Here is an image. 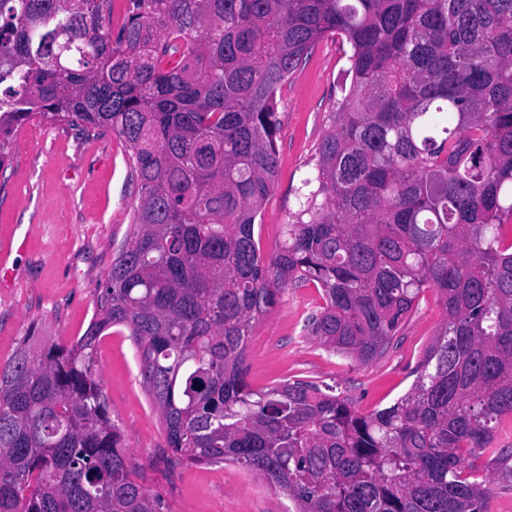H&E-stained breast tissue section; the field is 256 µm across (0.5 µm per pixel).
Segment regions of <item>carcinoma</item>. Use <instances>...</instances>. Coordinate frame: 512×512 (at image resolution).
<instances>
[{"instance_id":"cac0c4a2","label":"carcinoma","mask_w":512,"mask_h":512,"mask_svg":"<svg viewBox=\"0 0 512 512\" xmlns=\"http://www.w3.org/2000/svg\"><path fill=\"white\" fill-rule=\"evenodd\" d=\"M111 18L112 0H0V167L39 118L112 130L138 183L85 334L28 336L0 364V512H162L92 369L114 326L175 464L236 465L294 512H489L473 459L512 416V0H129L115 36ZM329 34L349 89L266 260L276 94ZM308 284L305 329L358 363L438 292L444 321L392 406L249 387L253 327Z\"/></svg>"}]
</instances>
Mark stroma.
I'll use <instances>...</instances> for the list:
<instances>
[{"label": "stroma", "instance_id": "35a3bbf8", "mask_svg": "<svg viewBox=\"0 0 512 512\" xmlns=\"http://www.w3.org/2000/svg\"><path fill=\"white\" fill-rule=\"evenodd\" d=\"M346 67L335 37H325L277 93V176L255 224L264 258L278 251ZM137 194L128 148L112 131L85 133L36 119L11 134L0 167V254L11 269L0 284V363L25 336L72 342L86 332L96 311L94 290L132 237ZM321 303L312 285L283 293L249 338L250 385L301 379L335 386L365 414L393 405L410 389L443 322L437 293L421 294L386 352L366 364L307 336L305 317ZM93 365L110 415L125 433L132 477L163 498L165 512H291L287 496L244 469L170 463L165 429L126 328L102 333Z\"/></svg>", "mask_w": 512, "mask_h": 512}]
</instances>
